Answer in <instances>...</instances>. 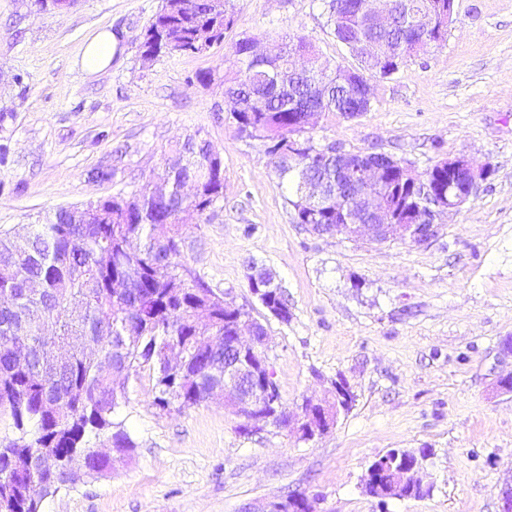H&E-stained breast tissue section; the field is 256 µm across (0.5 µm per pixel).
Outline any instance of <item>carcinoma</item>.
<instances>
[{
	"instance_id": "carcinoma-1",
	"label": "carcinoma",
	"mask_w": 512,
	"mask_h": 512,
	"mask_svg": "<svg viewBox=\"0 0 512 512\" xmlns=\"http://www.w3.org/2000/svg\"><path fill=\"white\" fill-rule=\"evenodd\" d=\"M369 0H323L337 41L350 48L366 34ZM436 7L447 0H402L405 12ZM231 0H197L195 12L163 5L142 42L151 60L175 41L185 55H196L224 43L234 24ZM389 45L412 44L411 29L379 32ZM237 69L224 76L227 119L237 131L267 144L279 172L296 224H334L336 207L319 208L310 200L306 178L335 182L336 160L317 153L311 127L294 135L300 145L288 151L289 129L297 128L307 110L308 84H297V97L285 101L270 80L273 69L291 65L257 63L250 42L233 48ZM343 66L327 71L333 92L318 102L324 113L345 115L369 110L357 81L342 79ZM212 145L187 138L167 157L157 192L132 191L91 205L59 207L23 234L0 232V512H41L43 502L62 488L96 478L112 469V457L99 452L97 441L130 455L136 448L125 423L118 419L127 400L130 379L149 371L153 404L165 409L180 398L179 408L208 401L210 390L224 384V353L212 352L210 337L233 335L246 310L224 304L200 282L186 283L181 272L185 239L181 226L200 220L224 198V170L207 167ZM436 194L453 189L448 168L435 163L424 171ZM386 202L405 218L417 199L412 183L390 172ZM280 321L291 319L281 286H266ZM48 452L63 460L53 472L35 474L39 456ZM431 449H390L376 462L367 492L386 507L384 485L403 461L426 458Z\"/></svg>"
}]
</instances>
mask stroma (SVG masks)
Returning <instances> with one entry per match:
<instances>
[{
	"label": "stroma",
	"instance_id": "1",
	"mask_svg": "<svg viewBox=\"0 0 512 512\" xmlns=\"http://www.w3.org/2000/svg\"><path fill=\"white\" fill-rule=\"evenodd\" d=\"M221 46L142 59L163 0H74L36 10L0 0V230L59 207L153 188L167 152L191 135L224 161V198L184 229L192 279L250 310L268 333L281 399L296 410L345 379L356 394L327 434L309 442L269 426L253 435L222 403L162 412L149 380L123 409L134 453L102 476L62 489L41 512H240L307 493L319 512H500L512 486V0H455L444 45L374 77L360 117L322 114L317 143L381 151L424 171L464 156L495 173L425 246L318 236L294 223L265 141L224 120L233 48L268 34L302 36L323 61L353 68L322 0H233ZM117 34L110 66L88 72L85 45ZM213 75L209 85L196 72ZM107 172L104 180L93 179ZM270 269L292 318L250 292L249 262ZM428 448L421 499L379 508L370 462L392 448Z\"/></svg>",
	"mask_w": 512,
	"mask_h": 512
}]
</instances>
